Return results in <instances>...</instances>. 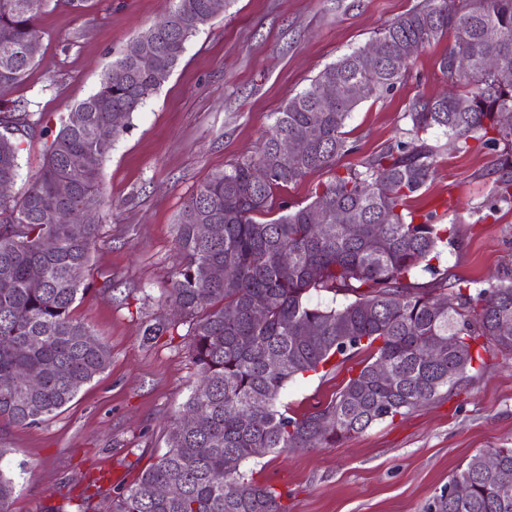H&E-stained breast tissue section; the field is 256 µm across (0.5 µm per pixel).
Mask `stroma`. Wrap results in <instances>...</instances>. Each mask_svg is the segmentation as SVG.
<instances>
[{
  "label": "stroma",
  "mask_w": 512,
  "mask_h": 512,
  "mask_svg": "<svg viewBox=\"0 0 512 512\" xmlns=\"http://www.w3.org/2000/svg\"><path fill=\"white\" fill-rule=\"evenodd\" d=\"M418 0H233L189 41L169 80L136 112L109 147L101 182L109 203L86 273L87 292L72 315L111 351L107 370L59 413L32 426L0 423V447L24 465L13 512H45L80 501L94 476L112 483L93 496L95 512L132 484L164 449L165 437L198 381L187 337L144 341L145 324L168 314L177 265L175 224L187 199L215 171L256 154L288 97L327 65L375 38ZM171 0H90L76 12L50 0L39 20L35 64L7 93L59 127L94 93L106 67L162 17ZM445 43L414 55L405 81L362 102L345 125L353 167L408 129L420 96L441 94L437 61ZM429 188L412 210L437 212L448 225L440 268L485 287L512 268V208L483 220L492 196L494 154L458 151L442 131ZM45 150L30 131L13 195L36 177ZM362 354L290 382L281 396L292 415L327 404L360 367ZM512 448V360L487 365L448 398L378 422L333 448L269 453L244 466L254 479L287 491L288 512H424L452 476L480 451Z\"/></svg>",
  "instance_id": "35a3bbf8"
}]
</instances>
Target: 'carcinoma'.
Listing matches in <instances>:
<instances>
[{"label":"carcinoma","instance_id":"obj_1","mask_svg":"<svg viewBox=\"0 0 512 512\" xmlns=\"http://www.w3.org/2000/svg\"><path fill=\"white\" fill-rule=\"evenodd\" d=\"M48 2L0 0V181H15L28 132L39 127L46 136L32 186L19 198L0 197V423L16 426L58 413L109 366V348L98 340L87 344L91 329L71 316L86 291L105 207L106 151L99 139L127 127L114 124V114L130 120L169 79L189 39L218 15L211 0H172L163 20L133 38L150 47L152 64L143 67L124 51L99 88L75 105L80 122L67 118L53 131L28 104L1 100L35 64L27 47L40 41ZM449 37L438 69L452 91L413 100L404 137L337 172L336 160L357 151L344 132L354 109L393 91L417 50ZM376 41L382 56L357 48L289 96L258 154L213 173L181 210L167 301L189 322L199 383L166 436L165 452L114 496L112 512H284V492L242 471L252 449L334 447L457 388L483 361L475 347L512 356V335L498 333L500 320L512 319V269L486 288L448 282L447 271L432 264L448 243L447 225L433 211L407 208L434 174L438 151L427 135L435 129L461 152L474 142L501 149L489 211L512 205V123L502 122L503 111L512 112V0H420L385 24ZM489 57L497 58V69L486 68ZM284 137L305 142L293 162L278 153ZM74 156L83 158L81 167H71ZM260 169L263 181L254 176ZM324 169L333 176L310 203L291 205L277 196ZM60 180L70 184L66 196L56 191ZM73 210L86 218L78 236L66 221ZM339 210L358 214L357 233L336 223ZM199 224L219 231L204 241ZM422 272L430 280L420 281ZM314 291L344 302L314 304ZM177 328L156 318L144 336H172ZM435 344L447 354L436 358ZM360 352L367 353L361 368L326 405L295 417L280 402L289 382ZM381 364L390 376L378 380ZM30 375L38 386L26 383ZM199 410L207 425L189 426ZM6 454L0 448V512H11L17 488L3 467ZM484 456H471L427 512H512V485L500 487L483 468ZM460 480L469 484L464 499L452 491ZM164 484L178 485L180 495L158 497Z\"/></svg>","mask_w":512,"mask_h":512}]
</instances>
